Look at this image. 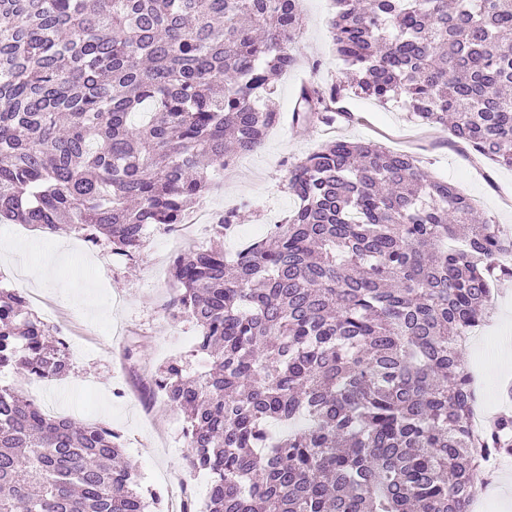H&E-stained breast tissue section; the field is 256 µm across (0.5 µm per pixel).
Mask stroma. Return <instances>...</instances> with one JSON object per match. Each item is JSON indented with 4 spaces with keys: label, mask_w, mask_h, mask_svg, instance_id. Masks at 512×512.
Instances as JSON below:
<instances>
[{
    "label": "stroma",
    "mask_w": 512,
    "mask_h": 512,
    "mask_svg": "<svg viewBox=\"0 0 512 512\" xmlns=\"http://www.w3.org/2000/svg\"><path fill=\"white\" fill-rule=\"evenodd\" d=\"M331 11V0H303L305 26L295 43L299 63L273 95L280 122L259 149L236 157L225 172H213L206 204L213 213L235 211L239 217L222 236L210 227L197 228L200 247L220 245L232 255L257 228L285 222L297 206L287 189L289 167L330 140L374 141L414 153L428 175L454 182L485 217L512 230V210L503 208L512 203V169L480 159L446 130L415 121L402 102L352 95L343 105L355 113V121L307 129L294 125L292 109L302 84L345 78L327 26ZM170 235L169 228L149 227L143 248L127 257L113 252L107 241L94 245L65 227L47 234L23 224H0V287H17L57 306L76 346L69 376L45 385L37 403L51 413L109 425L120 433L143 489L162 495L171 489L201 504L209 479L188 470L183 416L152 385L159 366L173 357L187 360L193 371L202 365L191 354L198 327L173 305L170 270L176 254ZM496 340L512 343V280L494 292L484 338L462 352L466 367L479 375V403L492 410L501 403L500 388L512 382V363L498 364L487 353ZM89 380L97 385L93 401L83 391Z\"/></svg>",
    "instance_id": "obj_1"
}]
</instances>
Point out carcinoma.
<instances>
[{
    "label": "carcinoma",
    "instance_id": "obj_1",
    "mask_svg": "<svg viewBox=\"0 0 512 512\" xmlns=\"http://www.w3.org/2000/svg\"><path fill=\"white\" fill-rule=\"evenodd\" d=\"M298 0H0V224H68L131 254L183 222L209 174L264 142L296 63ZM346 81L304 85L325 126L348 90L404 99L512 169V0H333ZM298 206L230 258H176L197 324L187 375L155 379L184 415L203 509L469 512L483 460L512 456V415L474 434L461 329L488 317L512 235L408 152L332 140L291 165ZM64 377L62 341L0 288V368ZM121 435L49 416L0 385V512H146Z\"/></svg>",
    "mask_w": 512,
    "mask_h": 512
}]
</instances>
